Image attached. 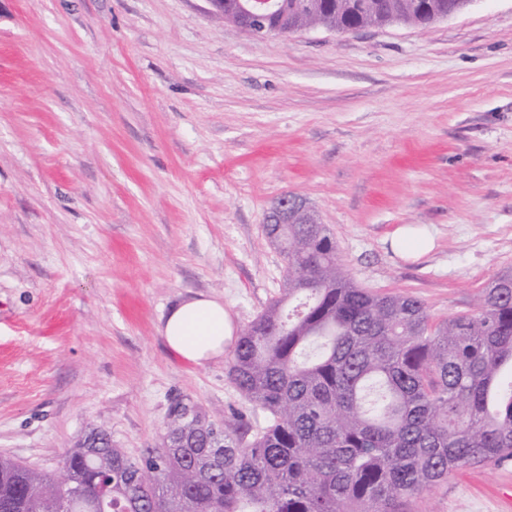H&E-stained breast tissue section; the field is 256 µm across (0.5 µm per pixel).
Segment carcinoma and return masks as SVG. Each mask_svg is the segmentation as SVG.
<instances>
[{
	"mask_svg": "<svg viewBox=\"0 0 512 512\" xmlns=\"http://www.w3.org/2000/svg\"><path fill=\"white\" fill-rule=\"evenodd\" d=\"M469 0H277L269 26L423 27ZM279 298L245 327L227 376L267 414L215 420L174 402L156 448L102 428L58 475L0 455V512H403L469 465L512 461V271L477 310L435 323L411 295L357 286L324 224H268Z\"/></svg>",
	"mask_w": 512,
	"mask_h": 512,
	"instance_id": "1",
	"label": "carcinoma"
}]
</instances>
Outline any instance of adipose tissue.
<instances>
[{
	"instance_id": "1",
	"label": "adipose tissue",
	"mask_w": 512,
	"mask_h": 512,
	"mask_svg": "<svg viewBox=\"0 0 512 512\" xmlns=\"http://www.w3.org/2000/svg\"><path fill=\"white\" fill-rule=\"evenodd\" d=\"M160 332L173 353L200 364L223 354L231 325L223 303L198 298L172 307Z\"/></svg>"
}]
</instances>
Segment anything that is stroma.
Listing matches in <instances>:
<instances>
[{
	"instance_id": "stroma-1",
	"label": "stroma",
	"mask_w": 512,
	"mask_h": 512,
	"mask_svg": "<svg viewBox=\"0 0 512 512\" xmlns=\"http://www.w3.org/2000/svg\"><path fill=\"white\" fill-rule=\"evenodd\" d=\"M307 200L360 287L441 321L512 270V0L424 29L257 37L206 0H0V454L46 472L86 431L160 444L171 401L267 419L159 328L192 298L242 331L285 263L264 216ZM409 226L435 248L391 240ZM407 512H512V462ZM392 244L408 256H417L432 249L433 239L427 235L413 236L411 228L401 227L394 234Z\"/></svg>"
}]
</instances>
